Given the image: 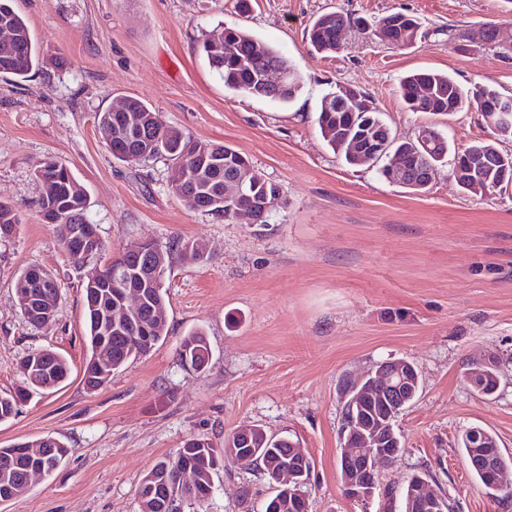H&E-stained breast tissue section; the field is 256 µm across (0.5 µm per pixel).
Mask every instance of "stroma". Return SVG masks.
<instances>
[{"mask_svg":"<svg viewBox=\"0 0 512 512\" xmlns=\"http://www.w3.org/2000/svg\"><path fill=\"white\" fill-rule=\"evenodd\" d=\"M14 0L40 54L24 81L0 76V202L20 224L0 242V393L20 383L19 359L33 349L61 355L70 376L0 422V446L50 436L69 454L52 476L0 512H139L137 488L159 460L194 436L223 442L244 425L288 438L313 463L308 512H400L382 493L351 500L338 467L342 380L403 358L421 378L416 401L399 415L405 451L382 467L384 488L415 473L451 496L455 512H512L488 497L460 445L471 426L492 433L512 455V189L464 193L452 162L413 193L375 167L346 165L316 123L323 96L349 86L369 94L398 139L429 126L452 147L488 138L476 110L451 116L410 112L401 79L416 70L450 74L462 87L512 95V58L477 46L458 50L449 28L491 24L512 37V0ZM415 15L420 37L397 48L347 34L322 56L306 31L319 15ZM243 23L273 44L300 74L289 102L252 98L224 86L201 55L202 41ZM138 96L170 124L222 143L278 184L285 200L268 223L244 224L188 209L168 189L170 165L145 167L112 156L94 116ZM69 165L90 199L111 261L145 240H203L200 263L174 260L165 278L169 332L129 361L107 386L81 383L88 357L84 272L38 209L35 166ZM37 266L59 285L51 326L21 315L14 282ZM203 330L212 366H183L184 336ZM498 362L500 385L484 396L466 369ZM272 489L254 467L231 465L212 496L180 512H263Z\"/></svg>","mask_w":512,"mask_h":512,"instance_id":"35a3bbf8","label":"stroma"}]
</instances>
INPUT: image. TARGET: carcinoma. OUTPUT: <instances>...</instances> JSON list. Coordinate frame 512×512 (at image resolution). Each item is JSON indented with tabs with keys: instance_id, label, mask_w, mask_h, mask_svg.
<instances>
[{
	"instance_id": "cac0c4a2",
	"label": "carcinoma",
	"mask_w": 512,
	"mask_h": 512,
	"mask_svg": "<svg viewBox=\"0 0 512 512\" xmlns=\"http://www.w3.org/2000/svg\"><path fill=\"white\" fill-rule=\"evenodd\" d=\"M12 0H0V22L13 34L12 46L0 51V76L25 79L39 65L37 44L33 40L26 20L11 5ZM353 29L361 34L370 32L383 42L405 47L418 37L420 23L405 13H392L368 20L338 12L320 15L307 30L310 45L320 53H334L342 46L346 30ZM498 50L504 57L512 54L494 43V27L482 26L478 29H448V41L466 51L470 44L462 43L465 35ZM202 52L210 66L224 81V87L255 98H270L287 102L300 90V77L288 59L282 56L270 44L253 36L242 26H226L221 33L205 39ZM273 69L280 72L284 79L279 85H269L260 80V75ZM349 88L337 87L336 91L325 94L321 100L317 119L321 135L326 145L347 164L363 165V144L374 141L377 152L370 161L380 165V172L388 179L392 178L393 161L403 164L409 171L403 186L412 190L426 188L434 179L438 166L448 154H453V162L459 164L462 171L457 183L463 190L483 197L512 183V155L503 153L499 144L512 141V127L500 129L497 113L503 95L490 85H477L470 90L463 89L450 75L435 71H419L402 78L400 96L406 108L411 112H429L438 115H452L465 109L475 108L481 113L486 126L491 131L490 138L475 141L462 150L451 151L448 139L431 127H425L424 142L418 139L399 141L391 128L381 118L380 110L373 104L361 103L350 99ZM134 106L131 112H114L110 109L96 113L98 128L134 127L139 119L148 116L154 120L151 127L139 135L126 137L120 148L112 153L116 159L131 165L142 164L157 158H166L173 162L174 168L186 166L192 178L180 185L168 182L170 192L192 210L219 213L225 211L224 183L233 176V168L213 166L200 168L201 159L222 155L232 151L223 144L206 140H196L200 147V157H183L184 140L190 134L167 124L162 115L143 99L130 98ZM42 188L38 200L39 213L68 215L73 209H79L88 216L90 201L85 187L79 182L72 170L65 164L53 176L40 181ZM69 222L61 221L56 225L59 244L72 261L82 267L85 262L98 264L106 247H101L90 258L78 255L67 247ZM192 248L198 261L205 258V246L197 240L177 241L161 246V252L155 260L159 282L151 290L144 306L143 316L152 319V315L166 309L167 291L166 272L174 257H184V251ZM37 278L33 284L36 290V302L20 307L23 317L35 327H45L54 320L57 310L59 289L53 274L43 270H31ZM83 289L85 336L89 348L82 383L89 391L98 390L112 380V374L130 360L149 354L152 349L168 335L166 318L153 324V340L145 344L133 329L118 324L109 318L106 304L110 300V290L92 287L89 280L81 283ZM211 352L206 335L197 330L185 336L181 343V360L185 366L198 371L200 353ZM30 355L41 357L43 371L33 376L27 371L26 359L19 362V371L23 385L14 391L0 395V421L15 416L18 407L32 395L45 393L57 388L68 376L67 361L57 353L42 349L33 350ZM467 383L476 391L485 395L494 394L497 386L498 370L493 361L484 362L466 373ZM389 415L383 397L375 388L364 389L356 398L349 397L342 407V419L348 421L350 428L344 437L362 438L368 433V427L376 424L379 418ZM478 438H472L473 428L469 427L462 435V446L468 465L493 498L512 499V487L500 482V478L512 470V456L499 448L495 436L481 428ZM382 463L393 462L404 452L401 438H380ZM68 448L56 438L41 437L26 442L23 447L12 445L0 447V501L15 499L30 489L27 472L38 465L46 477L64 462ZM241 454L254 456L255 467L274 487V494L266 501L264 512H308L309 500H298L285 495L275 481L274 473L287 466L301 473V488L307 489L311 474V460L297 452V445L279 440L259 426L240 427L224 438L222 447L204 436L187 440L184 447L176 449L167 457L158 461L141 479L138 487L140 512H161L162 500L158 494L148 497L143 493L151 485L154 490H168L169 501L174 508L186 500L204 501L210 497L214 487V476L221 462H229ZM356 475L362 482L380 486L378 470L374 466L357 463ZM190 472L193 483L184 484L179 473ZM425 482L419 474L411 475L402 489V512H434V506L420 501L414 496L416 486Z\"/></svg>"
}]
</instances>
